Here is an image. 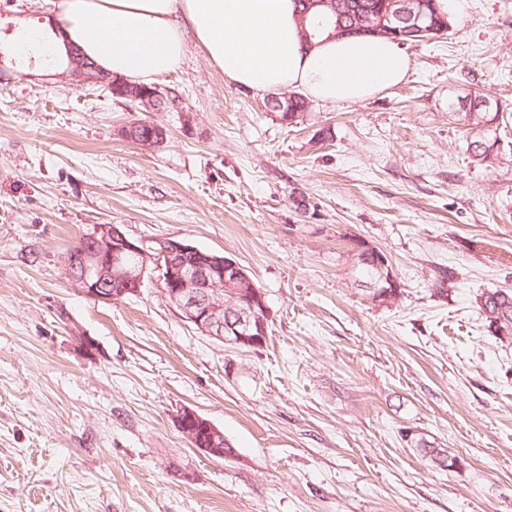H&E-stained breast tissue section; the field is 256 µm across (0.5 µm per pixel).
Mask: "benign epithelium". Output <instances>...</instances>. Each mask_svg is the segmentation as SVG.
I'll list each match as a JSON object with an SVG mask.
<instances>
[{
  "label": "benign epithelium",
  "mask_w": 512,
  "mask_h": 512,
  "mask_svg": "<svg viewBox=\"0 0 512 512\" xmlns=\"http://www.w3.org/2000/svg\"><path fill=\"white\" fill-rule=\"evenodd\" d=\"M401 11L380 14L375 23H360L355 29L365 33L396 31ZM69 72L79 81L91 82L112 90L125 88L121 97L142 108L159 109L164 103L160 90L146 85L135 87L123 78L102 71L89 59L70 53ZM370 254L381 271L384 289L373 299L392 302L399 296L400 282L388 257L363 241L355 243L353 253ZM67 274L90 297L115 302L137 295L145 278L158 273L164 298L180 316L202 335L237 349L262 346L268 332L269 310L265 293L233 259L213 252H202L182 240L164 239L158 247L146 248L128 237L116 224H97L81 236L64 258ZM184 438L204 453L224 458V432L209 419L190 408L176 418Z\"/></svg>",
  "instance_id": "1"
}]
</instances>
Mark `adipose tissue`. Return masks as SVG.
I'll list each match as a JSON object with an SVG mask.
<instances>
[{
    "instance_id": "obj_1",
    "label": "adipose tissue",
    "mask_w": 512,
    "mask_h": 512,
    "mask_svg": "<svg viewBox=\"0 0 512 512\" xmlns=\"http://www.w3.org/2000/svg\"><path fill=\"white\" fill-rule=\"evenodd\" d=\"M60 34L21 30L19 54L55 55L71 42L100 68L141 84L175 71L193 34L225 79L258 91L291 87L325 102H357L402 83L411 59L386 38L302 41L294 0H59ZM181 13L185 24L171 23Z\"/></svg>"
}]
</instances>
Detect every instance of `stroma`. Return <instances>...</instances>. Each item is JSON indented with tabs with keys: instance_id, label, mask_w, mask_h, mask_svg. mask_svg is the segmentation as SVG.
<instances>
[{
	"instance_id": "stroma-1",
	"label": "stroma",
	"mask_w": 512,
	"mask_h": 512,
	"mask_svg": "<svg viewBox=\"0 0 512 512\" xmlns=\"http://www.w3.org/2000/svg\"><path fill=\"white\" fill-rule=\"evenodd\" d=\"M448 13L403 83L289 125L191 35L161 110L114 100L17 53L54 0H0V512H512V344L477 303L512 291V162L474 163L448 119L461 97L512 113V0ZM140 118L162 143L122 136ZM97 224L231 257L265 344L202 335L154 274L86 295L62 257ZM358 239L395 301L360 286ZM184 408L227 456L187 443ZM359 252H366L375 260L374 262L370 257L362 258L364 254L360 255L361 257L356 259V270L359 277L362 279V282L368 285L377 284L381 277L380 271L384 280L385 286L382 287L384 289L375 295L372 294V298L387 303L396 300L399 296L401 285L393 272V268L389 263L388 257L383 252L363 241H357L355 243L353 255H356ZM176 421L180 432L193 447L216 458H224L227 454L223 431L209 419L195 410L184 408Z\"/></svg>"
}]
</instances>
